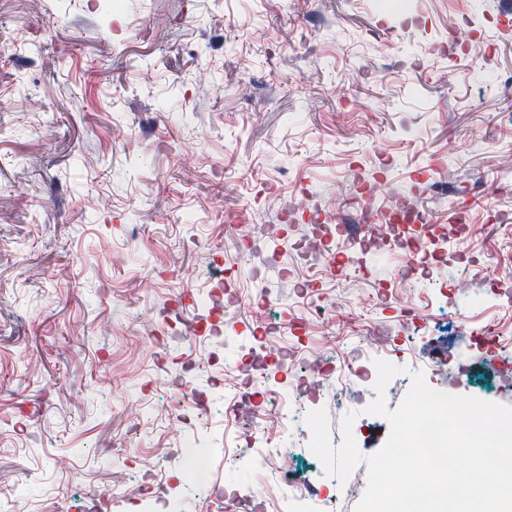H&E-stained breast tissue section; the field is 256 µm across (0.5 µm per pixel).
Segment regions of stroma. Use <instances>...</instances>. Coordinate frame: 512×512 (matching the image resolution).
Returning <instances> with one entry per match:
<instances>
[{
	"label": "stroma",
	"mask_w": 512,
	"mask_h": 512,
	"mask_svg": "<svg viewBox=\"0 0 512 512\" xmlns=\"http://www.w3.org/2000/svg\"><path fill=\"white\" fill-rule=\"evenodd\" d=\"M504 0H0V488L16 498L0 512H140L113 499L118 482L147 478L180 487L178 512H195L187 469L198 438L210 445L214 512H274L281 478L251 445L254 427L224 410L239 406L231 366L266 319L305 312L301 337L265 345L334 352L354 362L358 344L392 350L404 374L386 387L396 409L436 355L447 371L425 379L454 395L512 406V367L487 370L466 337L482 323L512 329V308L490 299L512 278L486 267L512 254V24ZM386 20L379 28L378 20ZM164 39H157V32ZM480 43L469 68L459 44ZM413 200L436 235L453 206V229L432 282L397 285L394 245L362 257L353 287L315 269L301 249L326 224H352L349 203ZM276 225L241 253L246 225ZM314 297L349 294L322 322L290 280ZM467 286L453 313L438 295ZM224 287L237 304L234 343L185 340L181 299ZM392 289L393 307L364 295ZM184 379L186 407L214 400L203 422L169 418V383ZM376 394L355 384L329 416L333 445L344 412L362 426L359 449L376 452L389 425L364 408ZM274 447L294 449V478L327 475L302 419ZM247 487L250 506L227 500Z\"/></svg>",
	"instance_id": "stroma-1"
}]
</instances>
